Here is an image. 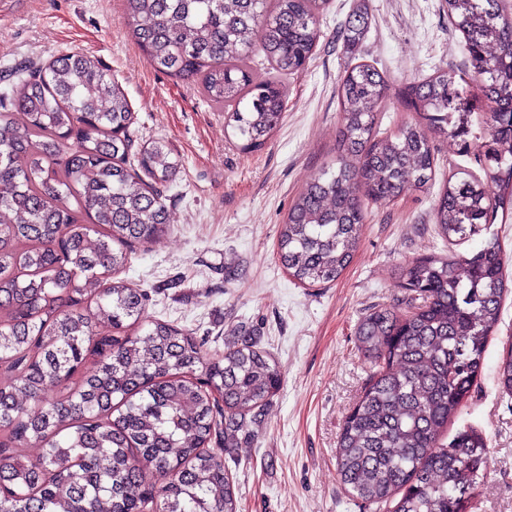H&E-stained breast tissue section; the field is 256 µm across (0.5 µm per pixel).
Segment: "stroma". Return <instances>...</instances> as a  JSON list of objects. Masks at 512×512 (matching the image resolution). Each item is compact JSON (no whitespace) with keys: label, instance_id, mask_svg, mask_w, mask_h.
I'll list each match as a JSON object with an SVG mask.
<instances>
[{"label":"stroma","instance_id":"obj_1","mask_svg":"<svg viewBox=\"0 0 512 512\" xmlns=\"http://www.w3.org/2000/svg\"><path fill=\"white\" fill-rule=\"evenodd\" d=\"M364 6L367 30L354 45L344 25ZM94 57L126 91L143 142H165L183 162L165 190L168 233L136 246L126 278L149 291V316L167 320L221 349L254 336L276 360L281 386L253 427L254 437L221 450L240 512H369L343 486L336 441L369 376L357 350L361 318L401 304L400 270L441 251L434 208L449 175L485 173L447 139L434 141L436 168L424 188L369 206L349 267L334 283L302 287L279 265L276 242L293 200L336 161L341 114L336 89L353 67L369 64L388 80L379 136L413 118L405 89L442 69L464 68L462 33L445 0H329L317 47L305 69L282 76L285 118L262 150H241L224 114L197 87L158 71L135 44L122 0H0V66L42 62L55 51ZM512 342V293L483 372L441 441L467 427L488 440L484 477L469 512H512V397L495 367Z\"/></svg>","mask_w":512,"mask_h":512}]
</instances>
